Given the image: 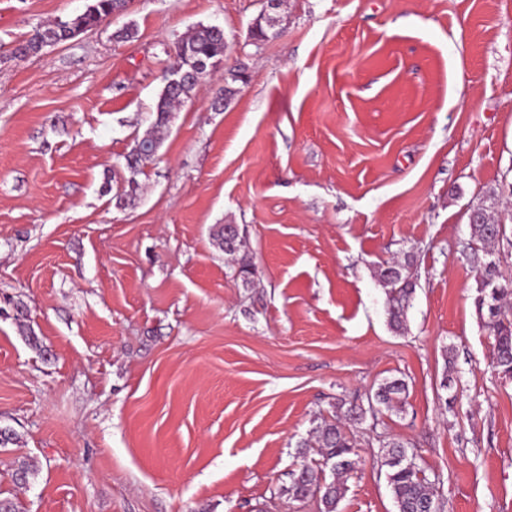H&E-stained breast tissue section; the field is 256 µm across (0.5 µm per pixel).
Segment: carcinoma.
I'll return each mask as SVG.
<instances>
[{"mask_svg": "<svg viewBox=\"0 0 512 512\" xmlns=\"http://www.w3.org/2000/svg\"><path fill=\"white\" fill-rule=\"evenodd\" d=\"M125 0H96L95 5L86 12L68 20L60 21L52 26L39 27L17 48L22 56L36 55L45 47L61 43L73 36L79 27L86 29L101 22L105 17L123 10ZM224 31L213 26H200L183 37L176 46L175 58L187 72H192L195 62L204 59L219 64L224 60ZM198 83L194 76L176 90H164L156 105V118L149 132L138 142L154 144L161 137L162 129L169 122L172 106L192 96ZM227 225L216 224L211 231L213 245L232 257L239 266V275L244 287L253 285L256 275L247 254L241 252L240 237L227 239ZM474 234L482 243L488 259L480 263L481 289L484 292L483 307L487 308L488 322L486 328L493 337L491 367L503 377L512 378V316L504 310V301L512 298V279L503 275L500 261L494 257L492 247L507 237L506 230L493 224L487 210H482L480 223L472 225ZM379 283L385 289L387 297L388 324L395 333L405 329L406 312L416 290L413 262L386 263L375 272ZM408 391L407 383L402 379L387 380L379 384L373 395L374 404L378 408L392 411L403 403ZM375 413V409H365L360 405L348 408L338 406L332 420L323 419L316 427L320 459L312 466L304 463L292 472V481L286 492L295 501L315 499L319 504V512H338V505L344 491L337 477L353 470L351 460L353 439L348 427L350 424L364 419L366 413ZM415 454L408 453L406 446L399 442L386 444L383 466L387 467L386 478L397 508V512H424L423 505L433 504L435 512H442V505L437 498L436 490L420 467L406 469L395 464L398 457ZM332 480H327L326 475Z\"/></svg>", "mask_w": 512, "mask_h": 512, "instance_id": "obj_1", "label": "carcinoma"}]
</instances>
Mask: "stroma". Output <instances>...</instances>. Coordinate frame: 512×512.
<instances>
[{"label": "stroma", "mask_w": 512, "mask_h": 512, "mask_svg": "<svg viewBox=\"0 0 512 512\" xmlns=\"http://www.w3.org/2000/svg\"><path fill=\"white\" fill-rule=\"evenodd\" d=\"M92 2L0 0V428L18 437L0 447V498L318 512L287 494L319 458L315 427L400 378L401 409L351 429L339 512H396L391 440L444 512H512V379L488 367L469 223L476 204L505 223L511 274L512 0H282L279 36L258 46L266 0H128L15 56ZM201 24L224 31L222 67L130 174L174 46ZM239 64L246 81L215 108ZM216 224L237 225L252 287ZM405 258L417 287L399 335L375 271ZM125 0H96L86 12L68 21H60L48 27L36 28L16 49L22 56L36 55L45 47L61 43L73 36L74 29L80 26L88 29L96 26L105 17L123 10ZM229 224H216L211 231V239L213 245L224 252V254L232 257V259L239 266V275L242 278V284L244 287L249 288L254 283L256 275L255 267L253 266L248 255L243 252L240 255L242 243L238 236L232 240L227 239L225 230Z\"/></svg>", "instance_id": "1"}]
</instances>
